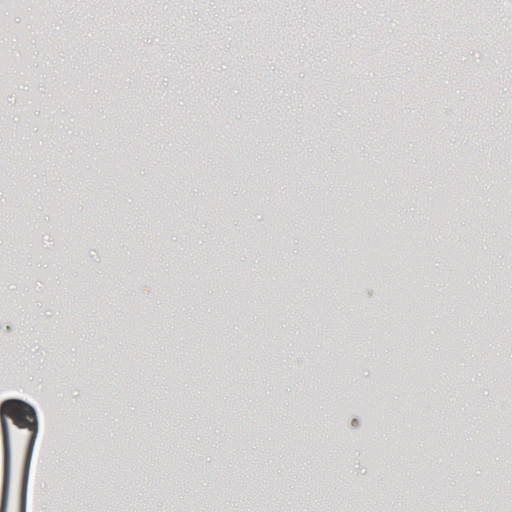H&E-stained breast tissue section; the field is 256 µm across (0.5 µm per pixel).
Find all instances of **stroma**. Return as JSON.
Here are the masks:
<instances>
[{
  "instance_id": "obj_1",
  "label": "stroma",
  "mask_w": 512,
  "mask_h": 512,
  "mask_svg": "<svg viewBox=\"0 0 512 512\" xmlns=\"http://www.w3.org/2000/svg\"><path fill=\"white\" fill-rule=\"evenodd\" d=\"M266 2L264 36L248 2L63 0L34 37L37 79L0 98V178L18 143L30 185L8 208L42 215L39 248L0 274V348L74 413L51 448L45 409L0 393V512H24L37 463L56 475L45 512H63V481L92 488L82 512H412L409 443L447 487L441 512H492L475 487L512 489L477 453L512 438L488 424L512 361V13L444 31L435 0L409 27L402 0ZM472 151L483 170L449 168ZM351 153L394 252L353 282L360 253L334 221L361 184ZM447 187L461 204L431 223ZM219 190L236 207L218 234ZM413 286L405 332L390 296Z\"/></svg>"
}]
</instances>
